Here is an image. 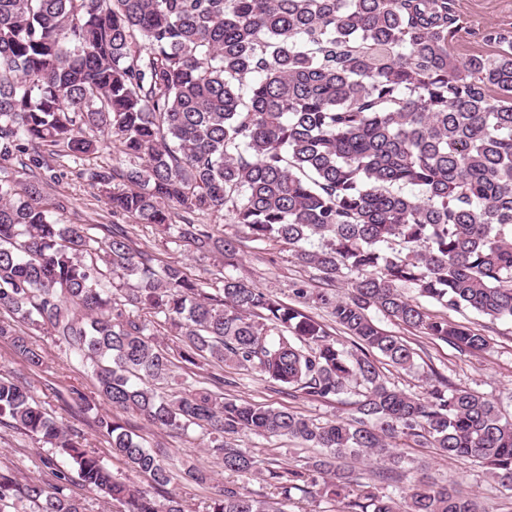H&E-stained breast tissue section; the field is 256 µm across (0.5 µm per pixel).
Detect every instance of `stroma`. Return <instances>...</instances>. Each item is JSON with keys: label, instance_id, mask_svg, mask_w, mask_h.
<instances>
[{"label": "stroma", "instance_id": "35a3bbf8", "mask_svg": "<svg viewBox=\"0 0 512 512\" xmlns=\"http://www.w3.org/2000/svg\"><path fill=\"white\" fill-rule=\"evenodd\" d=\"M457 16L456 33L448 43L450 53L458 59L472 55L489 56L496 52V44L486 42L487 30L495 29L512 35V0H455ZM62 176L47 182L45 193L66 201L61 218L68 224H109L119 222L127 228L140 250L145 251L153 265L170 262L182 264L188 275L202 288L212 292L222 287L224 265L220 258L198 252L185 242L171 243L154 226L137 223L135 218L112 217L104 197L81 174L82 163L65 160ZM199 223L209 225L218 236L239 240L241 261L235 274L286 303H293V281L312 279V268L302 265L288 245L276 241L252 240L246 227L231 223L219 214L199 215ZM425 309L432 315H445L449 320L466 324L479 330L490 340L489 349L464 354L454 346L424 336L419 331L399 325L387 318H379V325L386 331L401 336L417 354L419 369L414 373L384 366L387 378L411 394L422 393L429 371L447 376L453 383L464 385L501 403L512 412V322L490 320L472 312H445L439 304L428 301ZM44 364L39 371H30L26 363L16 356L10 345L0 340V373L26 381L36 398L56 419L74 431L76 441L85 448H94L105 458L113 474L130 479L136 486L146 489L148 477L130 472L120 457L113 455L106 438L91 424L86 414L76 406L66 403L63 392L75 387L85 392L93 391L94 382L78 365L70 363L62 348L50 337L36 334ZM223 375L227 394L263 404L272 408L288 409L309 419L323 422L349 413L344 399L315 400L302 392L284 389L254 370L203 365L198 371L201 381ZM148 445H158L174 457L195 460L211 465L212 460L204 450L200 432L176 435L150 427H142ZM243 444L250 448L257 462V471L243 479L245 491L279 497L280 491L263 479L269 467L295 468L307 460L309 453L296 442L260 435H248ZM399 453L412 465L421 466L428 475L439 482L455 480L462 488L477 493L490 512H512V489L493 480L472 459L455 457L444 459L434 449L421 448L409 442H399ZM0 466L12 469L19 479L52 482L53 469L46 449L40 448L30 436L7 426L0 427Z\"/></svg>", "mask_w": 512, "mask_h": 512}]
</instances>
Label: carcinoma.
Returning <instances> with one entry per match:
<instances>
[{
  "label": "carcinoma",
  "mask_w": 512,
  "mask_h": 512,
  "mask_svg": "<svg viewBox=\"0 0 512 512\" xmlns=\"http://www.w3.org/2000/svg\"><path fill=\"white\" fill-rule=\"evenodd\" d=\"M455 23L454 0H0L1 164L55 179L53 157L117 148L135 162L123 187L109 168L87 170L112 213L188 239L227 269L239 247L194 214L221 213L257 240L288 244L327 284L296 296L326 309L356 348L231 273L212 294L178 263L156 269L120 225L63 224L65 204L42 181L0 176V339L36 371L40 331L87 370L95 391L69 389L68 401L95 412L112 452L151 480L144 490L115 477L28 384L0 374V425L61 459L50 484L0 468V512H84L73 471L118 512H185L168 489L174 476L208 486L214 471L173 463L121 413L203 430L207 454L241 477L255 471L247 433L321 449L297 469L267 470L281 498L226 481L207 512H286L291 491L319 482L343 512H489L453 482L415 478L399 500L350 489L351 465L371 458L379 482L401 489L398 440L472 457L512 484V419L495 401L436 374L409 394L375 359L417 368L376 313L464 353L489 346L404 288L512 321V36L490 30L497 52L459 61L448 53ZM336 282L344 294L329 288ZM157 325L179 341L162 345ZM202 360L315 399L360 392L347 417L320 425L194 384L166 389L173 367Z\"/></svg>",
  "instance_id": "cac0c4a2"
}]
</instances>
